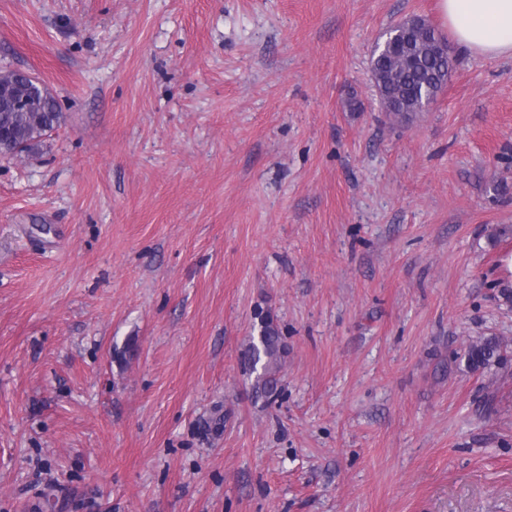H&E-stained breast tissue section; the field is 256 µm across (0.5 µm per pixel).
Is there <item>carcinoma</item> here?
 <instances>
[{"label": "carcinoma", "mask_w": 512, "mask_h": 512, "mask_svg": "<svg viewBox=\"0 0 512 512\" xmlns=\"http://www.w3.org/2000/svg\"><path fill=\"white\" fill-rule=\"evenodd\" d=\"M443 39L425 38L417 41L415 54L418 64L409 65L389 50H380L372 60V76L387 99L397 103L408 116V110L434 97L448 79L450 61L441 48ZM10 91L23 102L16 108L0 103V155L18 156L32 151L36 142L55 129L61 121V105L34 77H20L14 71L0 73V89ZM502 343L496 337L469 346L468 362L475 370L493 360H500ZM288 353L286 344L273 320H263L261 334L243 353L244 366L258 373L255 394L268 401L278 398L282 361Z\"/></svg>", "instance_id": "carcinoma-1"}]
</instances>
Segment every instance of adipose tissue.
Listing matches in <instances>:
<instances>
[{
  "instance_id": "obj_1",
  "label": "adipose tissue",
  "mask_w": 512,
  "mask_h": 512,
  "mask_svg": "<svg viewBox=\"0 0 512 512\" xmlns=\"http://www.w3.org/2000/svg\"><path fill=\"white\" fill-rule=\"evenodd\" d=\"M454 43L485 58H512V0H440Z\"/></svg>"
}]
</instances>
